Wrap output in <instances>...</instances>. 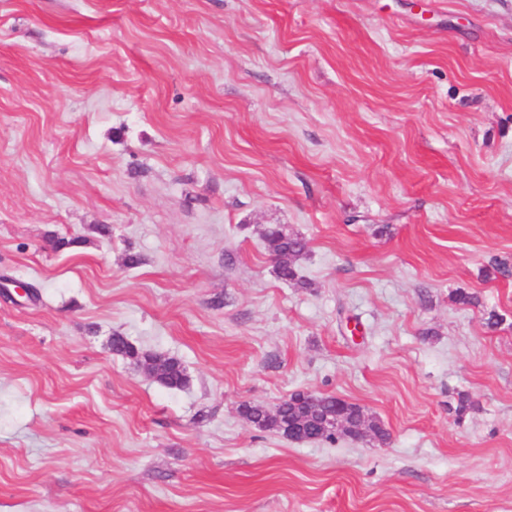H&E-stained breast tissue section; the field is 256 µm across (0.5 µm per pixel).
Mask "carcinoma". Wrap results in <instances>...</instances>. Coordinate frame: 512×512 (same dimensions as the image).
Returning <instances> with one entry per match:
<instances>
[{
    "label": "carcinoma",
    "mask_w": 512,
    "mask_h": 512,
    "mask_svg": "<svg viewBox=\"0 0 512 512\" xmlns=\"http://www.w3.org/2000/svg\"><path fill=\"white\" fill-rule=\"evenodd\" d=\"M264 245L269 255H286L288 262L276 266L278 277L294 281L297 277L295 260L306 250V241L288 233L281 226H269L262 233ZM153 378L170 389H182L188 384V377L181 363L170 357L161 358L156 365ZM240 415L258 428L285 437L314 439L334 443L337 435L334 429L322 425L325 415L336 413V397L327 394L295 392L282 401L274 411L256 403H243ZM348 419L356 426L371 429L372 436L379 440L387 438L381 424L364 417L357 405L349 407Z\"/></svg>",
    "instance_id": "cac0c4a2"
}]
</instances>
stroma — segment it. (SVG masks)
I'll list each match as a JSON object with an SVG mask.
<instances>
[{"label": "stroma", "instance_id": "stroma-1", "mask_svg": "<svg viewBox=\"0 0 512 512\" xmlns=\"http://www.w3.org/2000/svg\"><path fill=\"white\" fill-rule=\"evenodd\" d=\"M4 276L0 512H512V0H0ZM266 251L272 255H288V263H278V277L286 281H294L297 277L295 260L306 250V241L298 235L289 234L281 226H269L262 233ZM112 352L132 359L127 339L124 336H112ZM153 359H161L154 370L153 378L155 381L170 389H182L187 386L189 380L185 369L175 358L139 352V358L132 360L138 364H145ZM239 413L258 428L287 438L291 435L335 443L338 439L335 430L322 425L324 416L330 413L336 414V421H333L336 429L344 427L343 406L336 407V396L327 394L295 392L274 411L261 404L243 403Z\"/></svg>", "mask_w": 512, "mask_h": 512}]
</instances>
